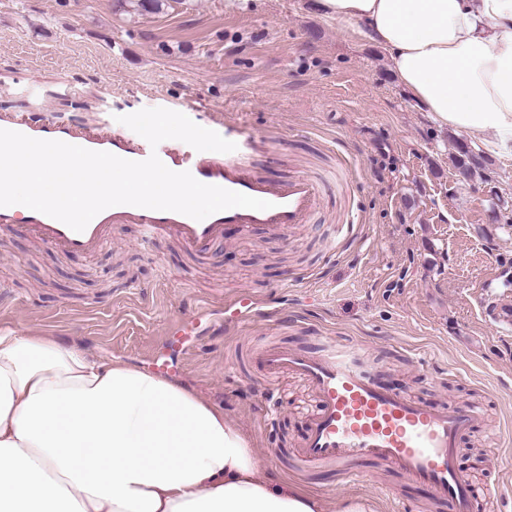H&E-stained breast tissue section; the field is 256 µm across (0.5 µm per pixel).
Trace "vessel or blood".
Segmentation results:
<instances>
[{"instance_id": "vessel-or-blood-1", "label": "vessel or blood", "mask_w": 512, "mask_h": 512, "mask_svg": "<svg viewBox=\"0 0 512 512\" xmlns=\"http://www.w3.org/2000/svg\"><path fill=\"white\" fill-rule=\"evenodd\" d=\"M183 109L197 125L235 142L236 151L199 152L178 140H166L154 148L108 113L96 124L84 125L49 113L1 112L0 129L132 161L154 153L171 170L187 171L202 183L270 201L271 209L233 208L198 221L177 212L118 205L100 212L81 232L31 210L26 216L27 231L47 246L92 252L111 244L113 229L136 224L144 242L172 238L201 256L228 226L241 233L262 227L285 238L309 223L320 206V186L315 179L303 173L279 181L260 175L255 158L265 149L263 135L217 112L198 114L190 103ZM257 355L267 376L298 375L316 396L318 409L296 456L298 470L333 465L349 481L357 482L362 477L359 462L374 459L398 468L409 480L429 485L435 499L447 502L450 512H476L474 490L457 468L455 457L460 439L479 426L477 408L431 407L382 388L371 377L364 349L355 343L332 340L313 353L261 348Z\"/></svg>"}]
</instances>
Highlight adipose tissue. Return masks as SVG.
<instances>
[{
    "instance_id": "obj_1",
    "label": "adipose tissue",
    "mask_w": 512,
    "mask_h": 512,
    "mask_svg": "<svg viewBox=\"0 0 512 512\" xmlns=\"http://www.w3.org/2000/svg\"><path fill=\"white\" fill-rule=\"evenodd\" d=\"M439 127L512 156V0H314ZM326 512L169 379L0 327V512Z\"/></svg>"
}]
</instances>
